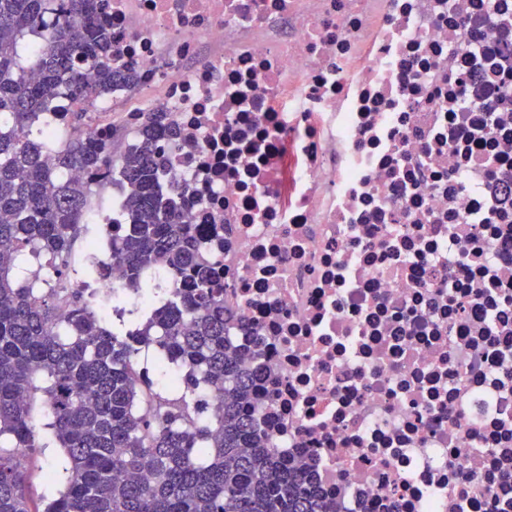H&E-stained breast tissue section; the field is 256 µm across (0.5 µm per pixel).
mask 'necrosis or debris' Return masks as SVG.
Segmentation results:
<instances>
[{"mask_svg": "<svg viewBox=\"0 0 512 512\" xmlns=\"http://www.w3.org/2000/svg\"><path fill=\"white\" fill-rule=\"evenodd\" d=\"M115 112L214 260L256 429L334 512H512V0H103ZM98 297L143 303L105 244Z\"/></svg>", "mask_w": 512, "mask_h": 512, "instance_id": "1", "label": "necrosis or debris"}]
</instances>
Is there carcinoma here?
I'll return each instance as SVG.
<instances>
[{
	"mask_svg": "<svg viewBox=\"0 0 512 512\" xmlns=\"http://www.w3.org/2000/svg\"><path fill=\"white\" fill-rule=\"evenodd\" d=\"M101 0H0V512H330L309 471L276 459L249 412L257 374L226 338L224 286L195 246L175 200L158 190L157 141L176 135L167 113H145L142 139L120 156L80 128L112 86L133 75L112 64ZM37 39L42 49L31 51ZM96 71L83 82L80 71ZM83 101L72 131L51 144L39 128L56 99ZM111 169L123 195L112 263L132 289L156 260L185 288H155L149 315L102 324L70 266L94 178ZM78 168L88 180L66 178ZM44 278L19 283L29 255ZM143 347L180 362L183 389L157 390L134 370ZM49 434L64 455L63 488L31 506L29 470Z\"/></svg>",
	"mask_w": 512,
	"mask_h": 512,
	"instance_id": "obj_1",
	"label": "carcinoma"
}]
</instances>
